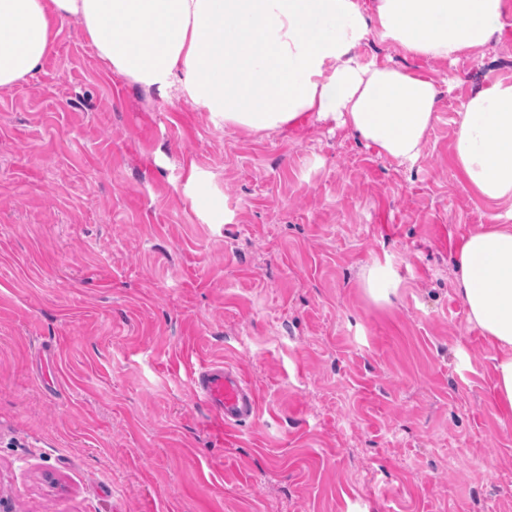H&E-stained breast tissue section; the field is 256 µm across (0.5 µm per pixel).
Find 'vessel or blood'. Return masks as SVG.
Wrapping results in <instances>:
<instances>
[{"label":"vessel or blood","mask_w":512,"mask_h":512,"mask_svg":"<svg viewBox=\"0 0 512 512\" xmlns=\"http://www.w3.org/2000/svg\"><path fill=\"white\" fill-rule=\"evenodd\" d=\"M193 388L226 430H235L257 413L256 393L235 368L218 362L204 364L193 381Z\"/></svg>","instance_id":"b4317fda"}]
</instances>
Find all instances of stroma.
I'll return each mask as SVG.
<instances>
[{
  "instance_id": "stroma-1",
  "label": "stroma",
  "mask_w": 512,
  "mask_h": 512,
  "mask_svg": "<svg viewBox=\"0 0 512 512\" xmlns=\"http://www.w3.org/2000/svg\"><path fill=\"white\" fill-rule=\"evenodd\" d=\"M433 78L403 164L332 122L246 133L105 67L77 19L0 92V496L12 512H512V415L456 293L487 225L452 162L500 40ZM201 181L188 189L189 170ZM399 288L364 290L374 262ZM240 370L227 431L191 388ZM193 388L226 430H235L257 413L258 399L253 387L239 370L223 363L201 366Z\"/></svg>"
}]
</instances>
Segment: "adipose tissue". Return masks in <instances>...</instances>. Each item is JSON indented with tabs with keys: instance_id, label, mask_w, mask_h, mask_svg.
<instances>
[{
	"instance_id": "obj_1",
	"label": "adipose tissue",
	"mask_w": 512,
	"mask_h": 512,
	"mask_svg": "<svg viewBox=\"0 0 512 512\" xmlns=\"http://www.w3.org/2000/svg\"><path fill=\"white\" fill-rule=\"evenodd\" d=\"M504 0H0V91L49 55L75 18L99 59L146 91L178 95L215 124L259 132L331 119L399 161H416L436 120L433 79L374 59L371 36L410 57L456 62L500 39ZM453 161L488 226L457 253V293L496 350L498 408L512 414V79L458 114ZM506 214H498L499 206Z\"/></svg>"
}]
</instances>
